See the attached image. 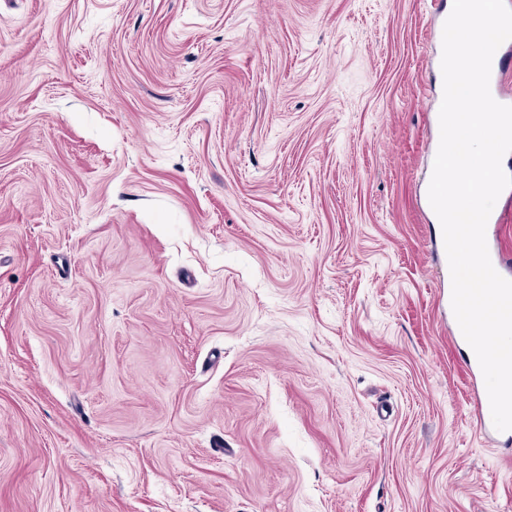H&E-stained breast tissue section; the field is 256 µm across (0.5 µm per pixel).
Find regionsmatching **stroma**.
<instances>
[{"label":"stroma","instance_id":"obj_1","mask_svg":"<svg viewBox=\"0 0 512 512\" xmlns=\"http://www.w3.org/2000/svg\"><path fill=\"white\" fill-rule=\"evenodd\" d=\"M430 0H0V512H512L418 205Z\"/></svg>","mask_w":512,"mask_h":512}]
</instances>
